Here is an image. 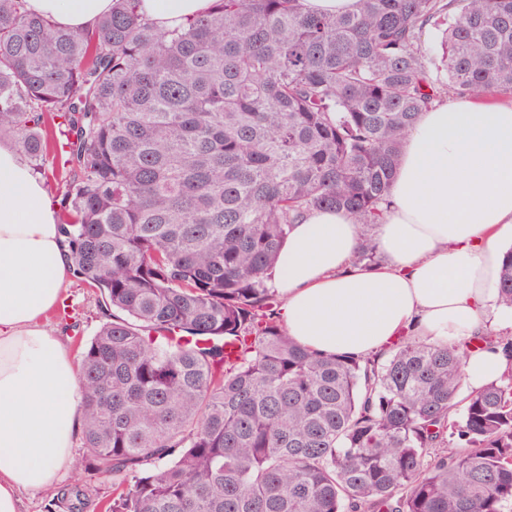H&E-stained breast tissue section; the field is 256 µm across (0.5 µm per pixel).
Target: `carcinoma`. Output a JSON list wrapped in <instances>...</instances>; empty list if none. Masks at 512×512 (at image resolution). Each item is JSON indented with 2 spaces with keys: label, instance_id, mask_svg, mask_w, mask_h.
I'll return each mask as SVG.
<instances>
[{
  "label": "carcinoma",
  "instance_id": "cac0c4a2",
  "mask_svg": "<svg viewBox=\"0 0 512 512\" xmlns=\"http://www.w3.org/2000/svg\"><path fill=\"white\" fill-rule=\"evenodd\" d=\"M113 2L76 32L0 0V140L39 174L62 155L71 277L99 297L76 467L109 512H512V375L460 397L468 346L512 340L321 355L268 286L305 212L382 223L434 103L512 92V0H214L167 30ZM356 0H305L307 10L318 13L338 14L354 9Z\"/></svg>",
  "mask_w": 512,
  "mask_h": 512
}]
</instances>
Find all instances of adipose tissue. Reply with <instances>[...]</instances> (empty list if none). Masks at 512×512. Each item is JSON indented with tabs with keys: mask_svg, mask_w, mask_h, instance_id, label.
<instances>
[{
	"mask_svg": "<svg viewBox=\"0 0 512 512\" xmlns=\"http://www.w3.org/2000/svg\"><path fill=\"white\" fill-rule=\"evenodd\" d=\"M213 0H140L169 28ZM112 0H28L30 11L82 32ZM392 205L378 230L383 256L353 266L358 225L344 212L313 210L294 224L272 288L289 336L325 354L368 356L406 333L438 342L496 330L512 334L498 278L512 250V100L436 103L405 143ZM72 258L56 207L18 153L0 145V512H18L22 490L56 486L74 464L78 369L40 319L62 297ZM512 371L499 346L470 354L464 387Z\"/></svg>",
	"mask_w": 512,
	"mask_h": 512,
	"instance_id": "adipose-tissue-1",
	"label": "adipose tissue"
}]
</instances>
